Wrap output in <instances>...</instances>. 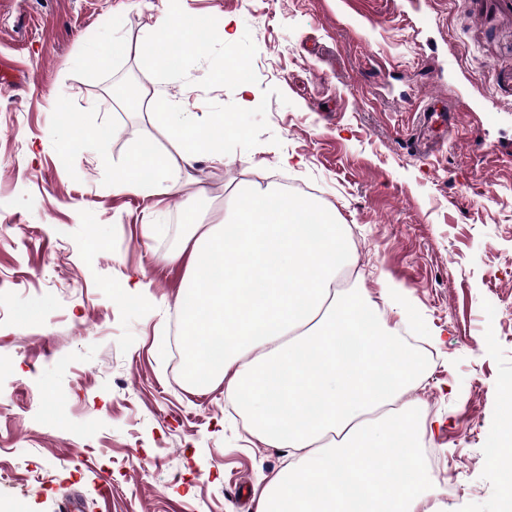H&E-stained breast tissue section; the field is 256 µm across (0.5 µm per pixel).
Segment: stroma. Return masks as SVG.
Listing matches in <instances>:
<instances>
[{"label":"stroma","mask_w":512,"mask_h":512,"mask_svg":"<svg viewBox=\"0 0 512 512\" xmlns=\"http://www.w3.org/2000/svg\"><path fill=\"white\" fill-rule=\"evenodd\" d=\"M191 31L223 16L231 40L188 53L160 84L142 46L160 9ZM0 0V512H257L288 451L253 444L223 385L194 387L172 349L193 224L248 182L307 187L350 234L349 287L426 350L420 424L454 480L450 512H507L512 472L482 446L512 421V99L497 86L512 37L466 0L400 13L370 0ZM111 47L106 68L86 61ZM233 58L248 81L214 78ZM224 135V164L145 198L112 191L136 144L175 151L141 117L156 89ZM459 120L434 154L414 147L422 100ZM480 127L481 142L471 130ZM94 135L69 159L59 143ZM208 197L195 199L197 187ZM159 225L143 233L144 220ZM144 273L142 296L125 286ZM112 487L97 492L100 479Z\"/></svg>","instance_id":"35a3bbf8"}]
</instances>
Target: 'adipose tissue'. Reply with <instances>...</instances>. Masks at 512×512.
<instances>
[{
    "label": "adipose tissue",
    "instance_id": "obj_1",
    "mask_svg": "<svg viewBox=\"0 0 512 512\" xmlns=\"http://www.w3.org/2000/svg\"><path fill=\"white\" fill-rule=\"evenodd\" d=\"M188 38L180 19L161 15L143 52L164 81L180 76ZM146 115L177 152L133 146L112 174L113 192L164 194L200 156L223 164L212 128L176 111L164 91ZM231 208L230 218L196 225L192 287L177 307L195 338L190 380L223 383L246 432L289 451L259 512H447L420 459L424 428L410 396L425 366L382 319L357 353L345 349L379 305L336 285L349 261L343 225L314 199L252 185Z\"/></svg>",
    "mask_w": 512,
    "mask_h": 512
}]
</instances>
